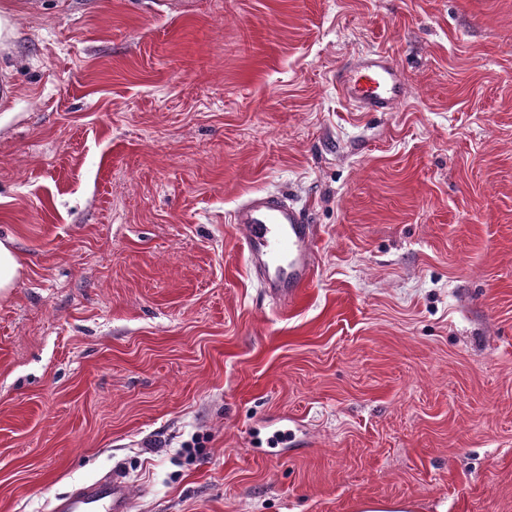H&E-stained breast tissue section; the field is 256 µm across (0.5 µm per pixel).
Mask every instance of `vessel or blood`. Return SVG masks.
Returning a JSON list of instances; mask_svg holds the SVG:
<instances>
[{
    "label": "vessel or blood",
    "mask_w": 512,
    "mask_h": 512,
    "mask_svg": "<svg viewBox=\"0 0 512 512\" xmlns=\"http://www.w3.org/2000/svg\"><path fill=\"white\" fill-rule=\"evenodd\" d=\"M336 89L359 112H393L405 99L400 73L389 55L358 56L336 73ZM247 264L264 292L285 305L315 279V226L308 210L274 192L256 194L234 210ZM128 485L119 474L74 489L53 512H130Z\"/></svg>",
    "instance_id": "vessel-or-blood-1"
}]
</instances>
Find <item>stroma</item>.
<instances>
[{
	"mask_svg": "<svg viewBox=\"0 0 512 512\" xmlns=\"http://www.w3.org/2000/svg\"><path fill=\"white\" fill-rule=\"evenodd\" d=\"M9 3L0 512H512V0ZM372 50L396 111L336 93ZM265 191L314 213L288 309L230 222ZM23 273L13 241L10 238L0 239V294H7L14 288ZM54 512H129L131 510L128 485L116 472L92 483L74 489L57 499ZM355 512H416L417 504L409 500H375L358 501L354 506Z\"/></svg>",
	"mask_w": 512,
	"mask_h": 512,
	"instance_id": "stroma-1",
	"label": "stroma"
}]
</instances>
